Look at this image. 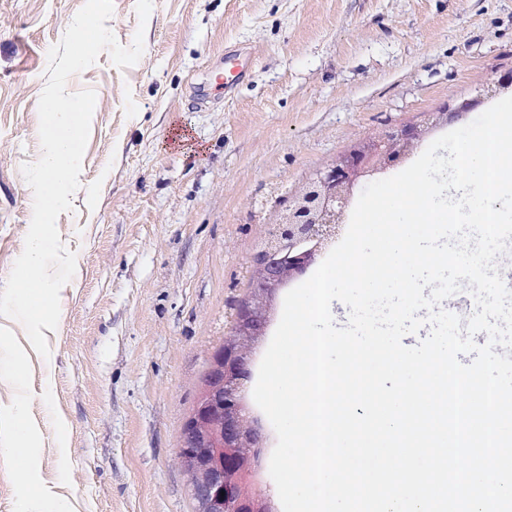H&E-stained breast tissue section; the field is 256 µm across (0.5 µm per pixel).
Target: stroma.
<instances>
[{
	"label": "stroma",
	"instance_id": "obj_1",
	"mask_svg": "<svg viewBox=\"0 0 512 512\" xmlns=\"http://www.w3.org/2000/svg\"><path fill=\"white\" fill-rule=\"evenodd\" d=\"M85 0H0V289L22 253L33 201L21 167L40 158L48 51ZM109 52L66 88L94 90L80 187L56 225L77 267L50 356L0 316V342L28 355L24 412L33 481L22 489L0 432V512H192L179 456L208 362L231 333L274 214L368 138L460 111L414 148L493 105L512 72V0H114ZM251 49L235 95L198 103L225 47ZM51 392H44V384ZM65 453H58V444Z\"/></svg>",
	"mask_w": 512,
	"mask_h": 512
}]
</instances>
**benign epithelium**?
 I'll return each mask as SVG.
<instances>
[{
  "mask_svg": "<svg viewBox=\"0 0 512 512\" xmlns=\"http://www.w3.org/2000/svg\"><path fill=\"white\" fill-rule=\"evenodd\" d=\"M421 138L422 130L409 125L358 144L305 182L290 198L288 213L270 228L275 249L262 250L255 258L242 319L224 343V365L215 358L210 364L209 373L221 368L224 378L214 387L204 384L189 416L196 433L213 447L206 452L189 448L184 439L179 448L202 512H256L257 499L244 492L243 478L261 464L263 436L248 412L243 389L252 375L248 342L263 335L271 300L315 263L337 228L329 216L343 211L355 187L390 165L400 146L416 145Z\"/></svg>",
  "mask_w": 512,
  "mask_h": 512,
  "instance_id": "1",
  "label": "benign epithelium"
}]
</instances>
